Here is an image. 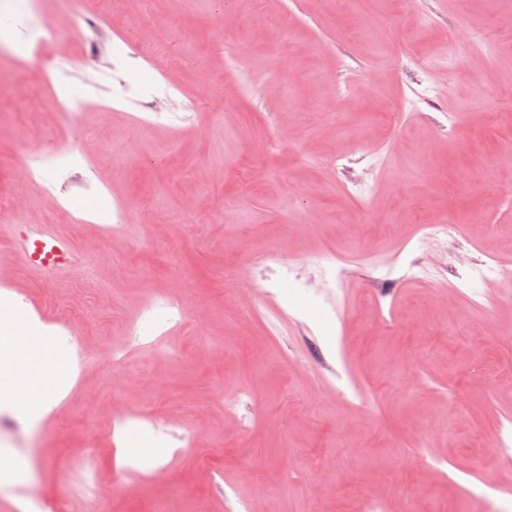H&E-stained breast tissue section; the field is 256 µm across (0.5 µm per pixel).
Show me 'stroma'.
<instances>
[{
    "label": "stroma",
    "mask_w": 512,
    "mask_h": 512,
    "mask_svg": "<svg viewBox=\"0 0 512 512\" xmlns=\"http://www.w3.org/2000/svg\"><path fill=\"white\" fill-rule=\"evenodd\" d=\"M41 2L87 118L49 106L18 44L0 239L52 227L89 285L11 258L14 299L84 364L37 454L17 447L9 512L32 489L67 512H485L486 475L512 512V285L473 270L512 268V0ZM462 26L476 47L421 69ZM127 37L143 62L118 64ZM154 85L172 95L151 113ZM81 136L102 146L90 187L40 161ZM448 219L457 240L422 254L443 298L400 268L419 226ZM271 252L327 282L328 305L240 298ZM183 297L206 319L149 342L148 305ZM174 422V451L145 456Z\"/></svg>",
    "instance_id": "stroma-1"
}]
</instances>
